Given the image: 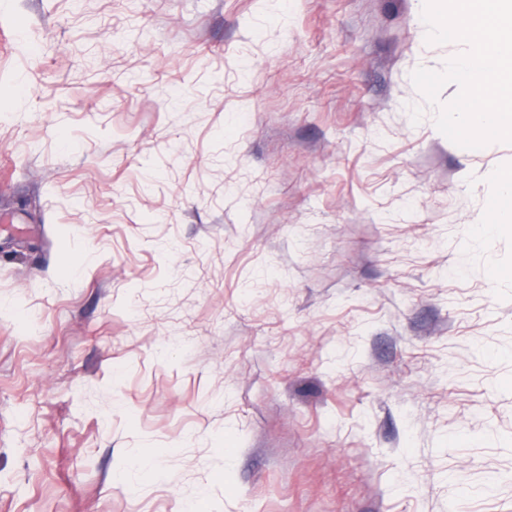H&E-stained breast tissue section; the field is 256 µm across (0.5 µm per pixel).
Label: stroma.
Instances as JSON below:
<instances>
[{
	"mask_svg": "<svg viewBox=\"0 0 512 512\" xmlns=\"http://www.w3.org/2000/svg\"><path fill=\"white\" fill-rule=\"evenodd\" d=\"M421 0H0V512H512V144Z\"/></svg>",
	"mask_w": 512,
	"mask_h": 512,
	"instance_id": "1",
	"label": "stroma"
}]
</instances>
